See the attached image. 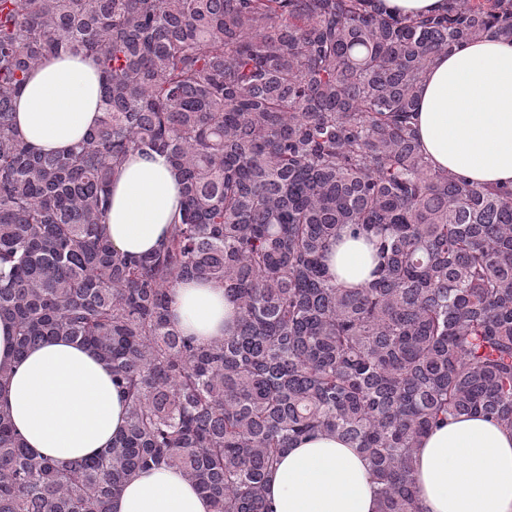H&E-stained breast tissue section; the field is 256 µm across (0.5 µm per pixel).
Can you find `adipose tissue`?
Wrapping results in <instances>:
<instances>
[{"label": "adipose tissue", "mask_w": 512, "mask_h": 512, "mask_svg": "<svg viewBox=\"0 0 512 512\" xmlns=\"http://www.w3.org/2000/svg\"><path fill=\"white\" fill-rule=\"evenodd\" d=\"M101 85L93 57L53 56L36 67L15 98L17 129L36 151L63 152L99 115ZM434 169L480 187L512 190V40L490 34L457 45L425 73L414 114ZM182 202L178 173L165 154L131 152L115 171L106 213L120 252L142 256L168 235ZM373 250L343 233L328 257L338 283L371 280ZM170 313L179 330L207 342L229 332L236 315L213 283L178 284ZM0 412L26 446L63 465L106 447L127 425L128 402L112 369L91 347L49 340L17 357L11 323L0 319ZM415 478L422 512H512V431L483 415L449 419L423 437ZM274 512H377L367 459L333 435L302 439L267 476ZM112 512H213L210 501L171 467L136 475Z\"/></svg>", "instance_id": "obj_1"}]
</instances>
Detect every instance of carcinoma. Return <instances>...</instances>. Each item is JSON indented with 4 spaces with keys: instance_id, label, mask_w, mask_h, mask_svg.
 <instances>
[{
    "instance_id": "obj_1",
    "label": "carcinoma",
    "mask_w": 512,
    "mask_h": 512,
    "mask_svg": "<svg viewBox=\"0 0 512 512\" xmlns=\"http://www.w3.org/2000/svg\"><path fill=\"white\" fill-rule=\"evenodd\" d=\"M375 0H0V317L16 353L78 341L129 406L107 448L60 466L0 413V512H111L138 472L179 469L214 512H273L301 438L359 450L379 512H421L420 438L450 416L512 429V191L432 169L411 115L453 45L512 39V0L397 16ZM95 56L102 114L62 155L14 129L48 57ZM167 154L183 204L162 247L117 251L112 173ZM372 246L363 288L325 260ZM224 286L233 330L170 320L181 282Z\"/></svg>"
}]
</instances>
